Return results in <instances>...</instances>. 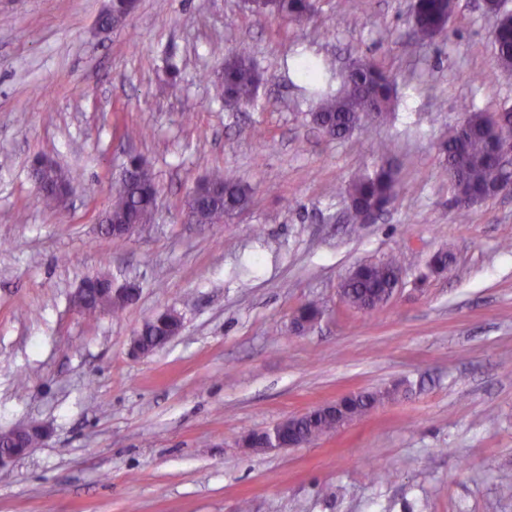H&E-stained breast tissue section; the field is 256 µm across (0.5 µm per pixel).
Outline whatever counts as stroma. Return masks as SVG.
I'll list each match as a JSON object with an SVG mask.
<instances>
[{
	"label": "stroma",
	"mask_w": 512,
	"mask_h": 512,
	"mask_svg": "<svg viewBox=\"0 0 512 512\" xmlns=\"http://www.w3.org/2000/svg\"><path fill=\"white\" fill-rule=\"evenodd\" d=\"M107 5L0 0V431H50L0 468V512H512V194L461 217L441 174L467 110L512 105L483 0H459L447 33L415 49L411 0H316L301 23L258 17L250 0H138L102 32ZM235 52L261 73L248 105L215 92ZM298 58L339 78L377 64L396 88L390 116L327 135ZM378 142L400 191L373 222L348 223L343 189L384 160ZM134 155L155 175V218L111 238L101 220ZM39 158L84 174L62 207L39 199ZM216 168L252 202L229 223H189L185 201ZM440 250L453 263L436 275ZM398 251L411 259L391 300L348 308V273ZM103 269L138 294L89 319L73 296ZM311 300L324 315L296 333ZM166 309L180 333L133 354ZM384 389L394 397L318 443L242 445ZM373 465L397 473L374 483Z\"/></svg>",
	"instance_id": "obj_1"
}]
</instances>
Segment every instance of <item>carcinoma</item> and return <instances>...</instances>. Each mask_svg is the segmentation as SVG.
Returning a JSON list of instances; mask_svg holds the SVG:
<instances>
[{"label":"carcinoma","mask_w":512,"mask_h":512,"mask_svg":"<svg viewBox=\"0 0 512 512\" xmlns=\"http://www.w3.org/2000/svg\"><path fill=\"white\" fill-rule=\"evenodd\" d=\"M458 7V0H416L413 8V36L411 44L416 46L442 34ZM486 8L497 16L493 33V45L497 66L501 73L512 75V15L501 10L498 0H488ZM263 16L289 18L298 21L310 19L315 11V0H261L254 7ZM127 18L125 5L114 4L113 13L101 19V24L112 29L121 26ZM300 75L311 87V94L319 99L317 111L311 113V121L328 130L335 137H345L355 131H367L368 126L387 117L393 106L395 89L388 76L375 65L357 62L352 65L341 87L330 90L320 63L300 60L295 63ZM259 76L257 69L245 53H237L224 63L218 84L219 97H228L241 104L253 102ZM500 117L512 121V107H504L493 116L485 112L471 111L464 122L467 130L459 137L458 128H453L444 144L445 167L442 174L448 177L454 203L460 210L468 208L467 200L481 203L491 197L490 186L494 180V145L492 132L494 119ZM45 180L67 186L78 181L80 172L56 166L43 174ZM212 190L197 192L187 206L189 218L194 224H218L234 217L251 201V191L239 182L230 171L217 170L207 179ZM156 188L152 171L141 168L131 178L122 181L111 206L112 220L117 224H149L154 213V200L150 190ZM399 189L397 173L389 164H381L371 172L356 175L346 187L349 201L350 221L364 223L365 213L374 208H385ZM406 260L402 253L385 262H370L347 283V305L360 310L364 303L370 309L387 302L396 272ZM321 316L316 302H308L296 313L300 325H313ZM161 313L154 314L143 325L139 342L145 350H155L167 343L168 334L182 328V321L160 322ZM385 393L365 392L351 406V414L360 418ZM332 421L318 413H309L294 427L299 439L314 441L331 433Z\"/></svg>","instance_id":"carcinoma-1"}]
</instances>
